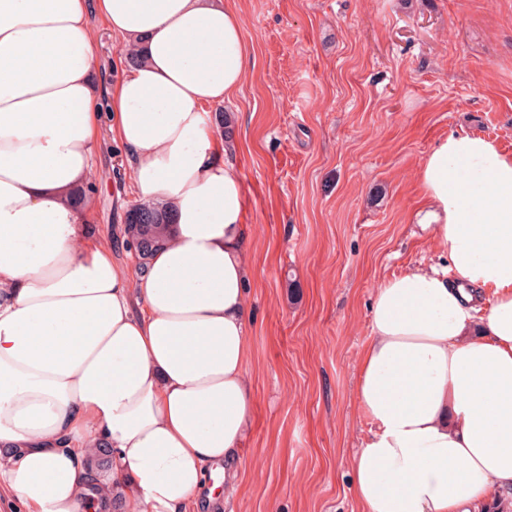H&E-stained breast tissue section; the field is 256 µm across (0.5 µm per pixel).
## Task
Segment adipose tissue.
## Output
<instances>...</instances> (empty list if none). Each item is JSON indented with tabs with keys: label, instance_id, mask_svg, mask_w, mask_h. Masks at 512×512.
I'll return each instance as SVG.
<instances>
[{
	"label": "adipose tissue",
	"instance_id": "1",
	"mask_svg": "<svg viewBox=\"0 0 512 512\" xmlns=\"http://www.w3.org/2000/svg\"><path fill=\"white\" fill-rule=\"evenodd\" d=\"M93 11L137 59L112 87V138L139 203L171 216L137 268L73 197L102 144ZM249 65L227 0H0V499L22 512H199L236 494L251 266L238 143L212 110ZM419 179L415 221L449 266L375 292L351 492L361 512H487L512 489V155L450 134Z\"/></svg>",
	"mask_w": 512,
	"mask_h": 512
}]
</instances>
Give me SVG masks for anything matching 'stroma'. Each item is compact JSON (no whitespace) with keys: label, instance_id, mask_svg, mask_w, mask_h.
Wrapping results in <instances>:
<instances>
[{"label":"stroma","instance_id":"obj_1","mask_svg":"<svg viewBox=\"0 0 512 512\" xmlns=\"http://www.w3.org/2000/svg\"><path fill=\"white\" fill-rule=\"evenodd\" d=\"M251 63L227 113L251 224L255 403L223 512H359L371 426L356 404L374 293L447 251L414 221L446 135L512 154V0H233ZM99 96L120 75L100 18ZM92 229L127 261L136 203L119 150L95 159Z\"/></svg>","mask_w":512,"mask_h":512}]
</instances>
